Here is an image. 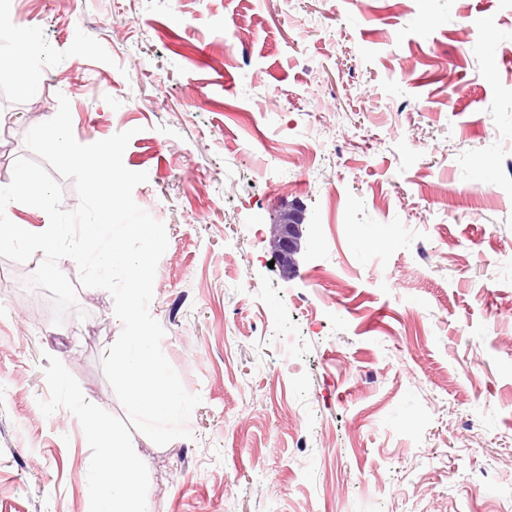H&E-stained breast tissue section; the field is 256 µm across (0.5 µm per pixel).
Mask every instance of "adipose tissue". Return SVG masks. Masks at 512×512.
Wrapping results in <instances>:
<instances>
[{"label":"adipose tissue","instance_id":"1","mask_svg":"<svg viewBox=\"0 0 512 512\" xmlns=\"http://www.w3.org/2000/svg\"><path fill=\"white\" fill-rule=\"evenodd\" d=\"M2 28L10 35V47L0 50V80L24 72L23 92L29 96L37 95L43 75L29 64V52L37 43L36 31L0 16ZM75 403L84 421L85 441L96 450L97 465L93 472V482L97 512H142L146 490L142 479V463L134 443L116 435L83 394H76Z\"/></svg>","mask_w":512,"mask_h":512}]
</instances>
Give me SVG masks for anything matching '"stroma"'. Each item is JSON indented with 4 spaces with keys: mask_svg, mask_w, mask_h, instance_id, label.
Returning <instances> with one entry per match:
<instances>
[{
    "mask_svg": "<svg viewBox=\"0 0 512 512\" xmlns=\"http://www.w3.org/2000/svg\"><path fill=\"white\" fill-rule=\"evenodd\" d=\"M0 7L44 76L0 80V184L59 97L79 143L133 130L168 236L150 312L202 398L154 444L103 371L111 295L60 260L57 326L0 258V512H94L74 391L138 443L144 512H512V0ZM297 216L290 215L286 224H278L275 238L276 251L287 269L296 267L295 255L300 251V230Z\"/></svg>",
    "mask_w": 512,
    "mask_h": 512,
    "instance_id": "35a3bbf8",
    "label": "stroma"
}]
</instances>
